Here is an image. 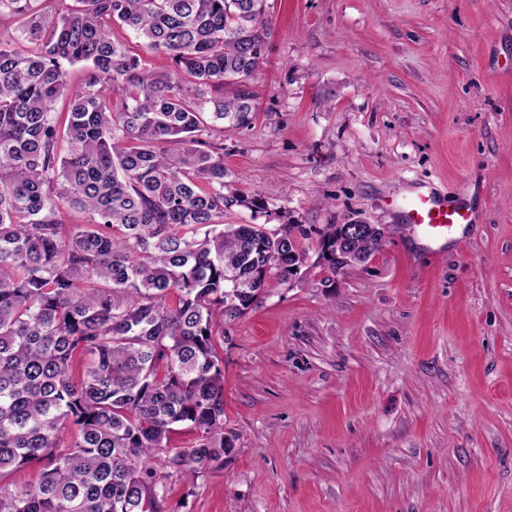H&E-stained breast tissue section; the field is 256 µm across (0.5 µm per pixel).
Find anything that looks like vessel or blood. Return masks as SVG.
<instances>
[{
	"mask_svg": "<svg viewBox=\"0 0 512 512\" xmlns=\"http://www.w3.org/2000/svg\"><path fill=\"white\" fill-rule=\"evenodd\" d=\"M404 224L431 242L448 238L456 230H468L476 221V213L466 197L455 204H444L429 188L418 186L397 201Z\"/></svg>",
	"mask_w": 512,
	"mask_h": 512,
	"instance_id": "vessel-or-blood-1",
	"label": "vessel or blood"
}]
</instances>
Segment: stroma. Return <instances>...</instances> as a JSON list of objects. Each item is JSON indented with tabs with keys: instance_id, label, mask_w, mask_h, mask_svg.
I'll list each match as a JSON object with an SVG mask.
<instances>
[{
	"instance_id": "1",
	"label": "stroma",
	"mask_w": 512,
	"mask_h": 512,
	"mask_svg": "<svg viewBox=\"0 0 512 512\" xmlns=\"http://www.w3.org/2000/svg\"><path fill=\"white\" fill-rule=\"evenodd\" d=\"M251 127L213 130L228 224L387 233L367 261L308 262L224 329L235 450L180 512H512V0H267ZM467 193L441 248L393 207Z\"/></svg>"
}]
</instances>
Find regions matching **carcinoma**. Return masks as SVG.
Listing matches in <instances>:
<instances>
[{
	"instance_id": "cac0c4a2",
	"label": "carcinoma",
	"mask_w": 512,
	"mask_h": 512,
	"mask_svg": "<svg viewBox=\"0 0 512 512\" xmlns=\"http://www.w3.org/2000/svg\"><path fill=\"white\" fill-rule=\"evenodd\" d=\"M52 2L0 0V512H179L168 477L234 451L224 326L301 273L313 234L318 262L346 268L339 226L224 223L263 205L224 194V147L203 136L255 118L267 0ZM178 426L191 446L170 447ZM32 463L37 483L10 489Z\"/></svg>"
}]
</instances>
